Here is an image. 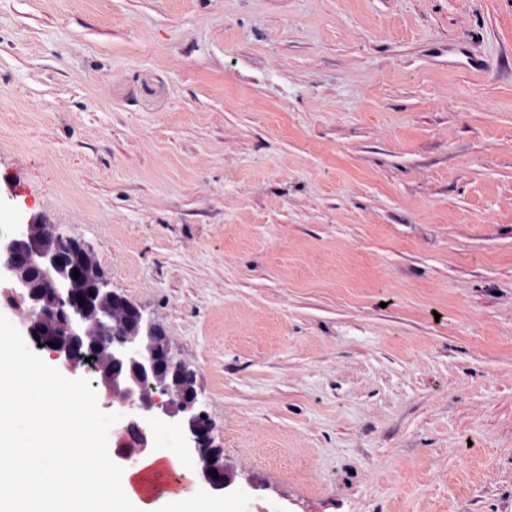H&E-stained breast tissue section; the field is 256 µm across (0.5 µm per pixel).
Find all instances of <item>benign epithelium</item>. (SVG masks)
<instances>
[{"instance_id": "7a95c632", "label": "benign epithelium", "mask_w": 512, "mask_h": 512, "mask_svg": "<svg viewBox=\"0 0 512 512\" xmlns=\"http://www.w3.org/2000/svg\"><path fill=\"white\" fill-rule=\"evenodd\" d=\"M75 269L80 272L76 279ZM101 294L112 299V312L94 319L88 304L79 300ZM2 306L19 315L31 346L47 353L60 369L83 373L80 358L94 355L97 384L126 416L117 458L127 461L149 450L148 424L172 421L182 429L185 455L197 463L208 489L222 496L237 489V474L224 463L223 452L201 458L204 443L213 441V427L193 374L174 367L169 347L145 342L154 323L112 291L95 253L84 243L33 214L1 233Z\"/></svg>"}]
</instances>
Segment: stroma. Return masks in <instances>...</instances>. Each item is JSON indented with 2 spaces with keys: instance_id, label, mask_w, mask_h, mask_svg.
Instances as JSON below:
<instances>
[{
  "instance_id": "35a3bbf8",
  "label": "stroma",
  "mask_w": 512,
  "mask_h": 512,
  "mask_svg": "<svg viewBox=\"0 0 512 512\" xmlns=\"http://www.w3.org/2000/svg\"><path fill=\"white\" fill-rule=\"evenodd\" d=\"M35 213L195 370L215 512H512V0H0Z\"/></svg>"
}]
</instances>
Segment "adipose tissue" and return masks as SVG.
<instances>
[{"instance_id": "ef3b65f1", "label": "adipose tissue", "mask_w": 512, "mask_h": 512, "mask_svg": "<svg viewBox=\"0 0 512 512\" xmlns=\"http://www.w3.org/2000/svg\"><path fill=\"white\" fill-rule=\"evenodd\" d=\"M7 393L0 395V512H208L187 487L160 493L158 501L132 488L133 472L114 470L111 451L94 444L82 410L53 390L40 360L0 355ZM50 423L29 445L17 423Z\"/></svg>"}]
</instances>
